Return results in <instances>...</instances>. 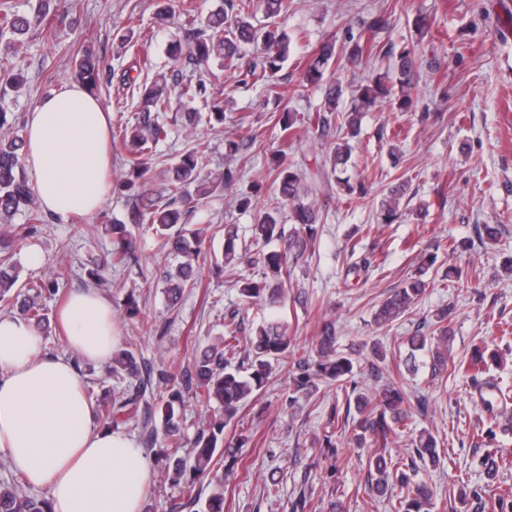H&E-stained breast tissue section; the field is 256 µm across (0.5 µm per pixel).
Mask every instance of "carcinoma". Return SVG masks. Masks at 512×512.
<instances>
[{
  "label": "carcinoma",
  "instance_id": "1",
  "mask_svg": "<svg viewBox=\"0 0 512 512\" xmlns=\"http://www.w3.org/2000/svg\"><path fill=\"white\" fill-rule=\"evenodd\" d=\"M51 2L37 0L31 14L0 5V28L11 34L5 53L18 52L25 36L35 27H43L45 35L51 36ZM158 2L156 19L162 27L176 24L178 13L190 16L197 12L195 0H179L177 9L169 0ZM292 5L293 0H224L199 26L174 35L168 52L176 67L184 64L199 68L211 61L230 65L244 58V47L253 48L254 57L235 66L232 79L224 88V98L215 95V85L210 80L183 77L170 82L166 75L158 74L144 87L136 121L116 114L111 143L112 148L124 154L126 172L112 181V191L124 195L129 208L126 220H114L106 225L112 241L102 266L121 269L139 264L136 235L151 237L158 253L181 258L163 276L167 302L173 308L186 291L201 287L212 275L224 273V268L238 258V252L245 253L251 246L256 248L259 273L241 284L240 305L283 306L291 266L317 240L321 221L319 195L341 191L362 200L367 196L364 183L355 184L347 175L353 151L351 141L359 135L363 114L391 97L395 89L399 108L405 109L412 103L410 91L420 78L421 67L416 47L405 44L398 48L393 42L382 45L366 36L368 32L374 35L390 28L391 14L384 12L365 20L361 31L355 33L348 29L343 38H328L314 49L303 73L304 85L321 92V101L313 112L301 115L280 107V88L287 80L281 71L291 47L284 23ZM259 12L263 15L261 20L256 17ZM377 56L388 61L387 70L373 77L371 83L360 86L349 107H344L343 83L327 71L343 57L353 63H367ZM70 59L79 82L90 92H97L101 70L94 47L85 41L70 51ZM257 84L264 91L263 106L280 110L276 125L283 149L271 156L268 176L272 178L273 191L256 209L251 243L247 246L239 242L233 224L196 227L188 224L183 206L190 196L197 201L204 200L241 178L240 170L233 166L240 144L234 139L224 140V164L209 171L210 140L197 127L224 124L225 102L232 99L238 88ZM174 102L185 108L183 115L189 133L194 135L193 145L172 167L164 170L166 193L154 196L148 192L157 176L153 150L168 138L170 129L163 121V113L172 109ZM22 132L20 117L0 107V219L6 221L19 213L25 216V223L8 231L9 237L0 236V302L6 310H18L41 330L48 321L45 300L58 294L72 269L61 266L50 279L19 283L18 266L12 261L14 248L20 240L42 232L48 223L37 202L35 187L23 171ZM316 143L326 146L328 154L324 164L312 170L304 160L308 147ZM290 154L297 160L289 159ZM406 191L404 180L389 187L380 204L382 223L392 224L398 219L396 203ZM285 207L289 208L288 221L294 224L287 233L279 220ZM219 228L224 231V245L217 250L213 239ZM428 287L429 282L420 277L408 279L378 305L374 324L386 327L396 321L426 294ZM124 307L129 318L138 320L143 335H159L157 326L142 315L134 295L126 297ZM452 320L453 307H443L435 315L430 335L409 339L408 371H415L416 353L425 349L432 355L436 376L462 372L476 378L486 371L488 362L494 361V354L479 347L474 348L469 360L448 365ZM240 333L242 322L238 313L224 317V330L218 342L195 350L182 367L180 377L173 381L163 369L137 358L134 351L116 350L112 353L111 373L126 380V386L98 401L97 419L106 427L131 425L141 429L145 444L160 445V455L168 464V476L181 486L186 504L199 502L200 492L196 487L205 481L211 491L202 512H224V486L239 477L237 448L248 442V438L240 436L234 444L225 443L224 429L246 402L276 372L287 374L291 407L301 398L311 400L320 387L334 385L336 390L346 392L344 422L353 425L348 446L376 445L369 458V470L376 475L375 483L371 484L374 496L381 498L389 487L398 485L406 493L398 502L397 512H431L433 490L423 482L410 483L404 458L386 451L395 427L406 426L416 412H428L427 399L410 395L394 378L385 380L376 394L348 392L354 362L337 351L336 327L332 321H323L312 337L311 353H301L292 347L288 323L279 318L260 325L250 336L242 337ZM233 359L237 360L235 366L231 365ZM157 381L164 384L159 399H145ZM190 400L210 413L191 439L185 437L184 414L185 403ZM501 402L502 406L488 409L489 435L502 421L512 422V416L507 417L504 412L507 399L503 397ZM413 451L422 460L439 459L438 441L427 430L419 434ZM0 512L52 510L47 499L28 495L23 476L16 475L10 482H0Z\"/></svg>",
  "mask_w": 512,
  "mask_h": 512
}]
</instances>
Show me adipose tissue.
Masks as SVG:
<instances>
[{
    "instance_id": "adipose-tissue-1",
    "label": "adipose tissue",
    "mask_w": 512,
    "mask_h": 512,
    "mask_svg": "<svg viewBox=\"0 0 512 512\" xmlns=\"http://www.w3.org/2000/svg\"><path fill=\"white\" fill-rule=\"evenodd\" d=\"M108 114L83 85H64L28 114L24 163L41 206L91 215L110 189ZM69 356L42 351L24 319L0 316V453L29 486L47 492L53 512H143L151 465L123 430L99 428L72 363H107L119 336L112 307L92 291L70 293L59 313Z\"/></svg>"
}]
</instances>
